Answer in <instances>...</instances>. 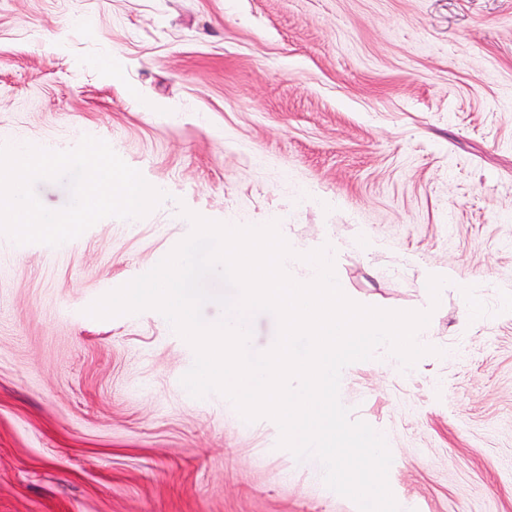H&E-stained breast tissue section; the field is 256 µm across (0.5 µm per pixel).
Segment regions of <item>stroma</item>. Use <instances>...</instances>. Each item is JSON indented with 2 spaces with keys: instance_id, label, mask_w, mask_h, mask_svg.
<instances>
[{
  "instance_id": "1",
  "label": "stroma",
  "mask_w": 512,
  "mask_h": 512,
  "mask_svg": "<svg viewBox=\"0 0 512 512\" xmlns=\"http://www.w3.org/2000/svg\"><path fill=\"white\" fill-rule=\"evenodd\" d=\"M108 142L164 200L0 247V512H358L279 429L181 378L158 311L86 308L181 210L336 249L356 303L430 311L432 354L352 363L400 512H512V0H0V144ZM475 282L431 303L427 274Z\"/></svg>"
}]
</instances>
